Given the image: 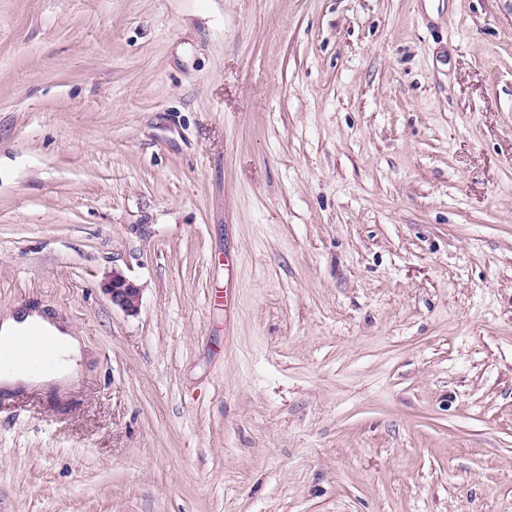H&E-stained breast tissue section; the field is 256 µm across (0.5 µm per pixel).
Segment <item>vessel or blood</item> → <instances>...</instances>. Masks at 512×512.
Segmentation results:
<instances>
[{
	"instance_id": "b4317fda",
	"label": "vessel or blood",
	"mask_w": 512,
	"mask_h": 512,
	"mask_svg": "<svg viewBox=\"0 0 512 512\" xmlns=\"http://www.w3.org/2000/svg\"><path fill=\"white\" fill-rule=\"evenodd\" d=\"M56 342L36 322L19 330L9 345L0 346V371L39 374L60 365Z\"/></svg>"
}]
</instances>
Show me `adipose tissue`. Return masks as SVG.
Wrapping results in <instances>:
<instances>
[{
    "label": "adipose tissue",
    "mask_w": 512,
    "mask_h": 512,
    "mask_svg": "<svg viewBox=\"0 0 512 512\" xmlns=\"http://www.w3.org/2000/svg\"><path fill=\"white\" fill-rule=\"evenodd\" d=\"M41 321L47 331L58 342L64 356L60 369L48 374L30 375L24 373H6L0 375V386L5 389L30 388L33 386L64 381L71 375L83 358V344L80 336L71 329L60 328L49 317L41 316L38 311L19 310L0 315V343L9 342L16 330L24 325Z\"/></svg>",
    "instance_id": "1"
}]
</instances>
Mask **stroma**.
I'll list each match as a JSON object with an SVG mask.
<instances>
[{
    "mask_svg": "<svg viewBox=\"0 0 512 512\" xmlns=\"http://www.w3.org/2000/svg\"><path fill=\"white\" fill-rule=\"evenodd\" d=\"M18 308L0 512H512V0H0ZM104 290L113 307L129 316L138 314L143 288L127 277L122 270L112 269V273L107 277ZM32 321L41 322L47 331L53 335L51 337L60 345L64 363L57 371L55 369L60 366L57 343L49 337L50 335L41 324ZM26 324L28 325L25 328L12 336L16 330ZM10 340L9 345L0 346V371L2 373L26 372L39 374L55 372L39 375L4 373L0 375V385L7 390L62 382L74 372L83 358L84 345L81 336H77L73 329L60 328L49 317L41 315L35 310L21 309L1 316L0 343H8ZM33 346L40 347V353L37 356L31 355Z\"/></svg>",
    "mask_w": 512,
    "mask_h": 512,
    "instance_id": "35a3bbf8",
    "label": "stroma"
}]
</instances>
